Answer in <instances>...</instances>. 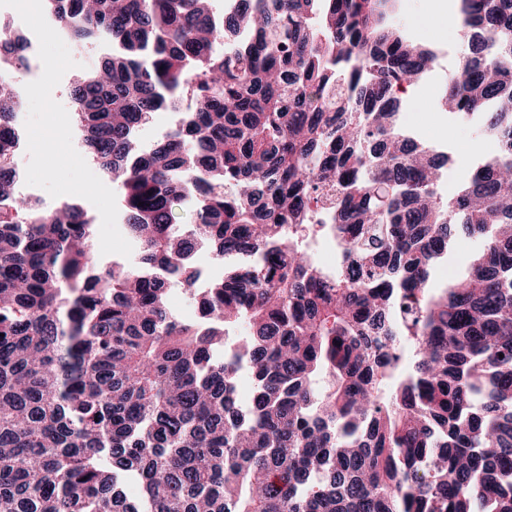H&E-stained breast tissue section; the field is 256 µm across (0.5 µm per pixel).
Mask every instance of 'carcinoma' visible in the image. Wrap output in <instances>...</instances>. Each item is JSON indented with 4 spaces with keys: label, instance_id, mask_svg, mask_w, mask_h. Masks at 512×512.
Here are the masks:
<instances>
[{
    "label": "carcinoma",
    "instance_id": "1",
    "mask_svg": "<svg viewBox=\"0 0 512 512\" xmlns=\"http://www.w3.org/2000/svg\"><path fill=\"white\" fill-rule=\"evenodd\" d=\"M389 2L47 0L112 44L71 98L135 255L17 194L24 99L0 95V512H512V0H456L472 52L441 105L502 153L449 199L397 122L438 53ZM454 225L480 249L439 285Z\"/></svg>",
    "mask_w": 512,
    "mask_h": 512
}]
</instances>
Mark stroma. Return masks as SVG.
<instances>
[{
	"instance_id": "1",
	"label": "stroma",
	"mask_w": 512,
	"mask_h": 512,
	"mask_svg": "<svg viewBox=\"0 0 512 512\" xmlns=\"http://www.w3.org/2000/svg\"><path fill=\"white\" fill-rule=\"evenodd\" d=\"M452 0H400L397 19L413 41L441 49V64L435 67L414 87L403 91L405 109L402 125L417 139L450 155L452 162L441 183L443 196H452L462 175L469 169L493 156L498 150L494 139L481 136L476 120H462L441 105V97L448 79V71L458 59L459 40L447 28L435 22L438 4H451ZM21 35L38 32L46 57L52 58V68L42 69L37 79L41 97L27 96L28 110L20 121L25 135V147L17 164L28 181L36 187L43 199L52 202L76 201L95 216L98 230L94 239L96 256L109 262L130 257L132 249L121 231L122 210L115 188L109 187L98 165L85 156L78 141L70 132V123L63 114L75 110L70 97L75 77L84 69L102 62L110 48L104 44H77L64 39L55 24L44 15L28 17L19 26ZM70 154L72 166L53 171L58 152ZM105 187L106 196L76 192L79 184ZM475 241L462 231H455L452 248L444 261L435 269L433 278L445 284L464 278L471 269Z\"/></svg>"
}]
</instances>
